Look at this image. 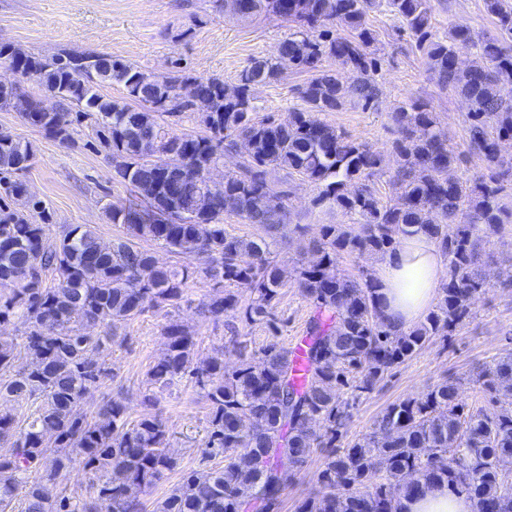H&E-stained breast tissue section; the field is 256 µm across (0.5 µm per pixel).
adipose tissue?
Instances as JSON below:
<instances>
[{
  "instance_id": "1",
  "label": "adipose tissue",
  "mask_w": 512,
  "mask_h": 512,
  "mask_svg": "<svg viewBox=\"0 0 512 512\" xmlns=\"http://www.w3.org/2000/svg\"><path fill=\"white\" fill-rule=\"evenodd\" d=\"M444 255L431 238L405 239L395 256L381 261L374 274L385 298L384 313L401 329L415 325L434 303ZM403 512H473L467 496L442 485L403 502Z\"/></svg>"
}]
</instances>
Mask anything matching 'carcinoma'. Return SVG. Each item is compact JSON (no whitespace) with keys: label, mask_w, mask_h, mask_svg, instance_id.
<instances>
[{"label":"carcinoma","mask_w":512,"mask_h":512,"mask_svg":"<svg viewBox=\"0 0 512 512\" xmlns=\"http://www.w3.org/2000/svg\"><path fill=\"white\" fill-rule=\"evenodd\" d=\"M212 2L240 19L265 13L289 24L274 52L242 70L234 97L226 96L224 79L192 74L178 61L152 80L108 54L64 49L50 57L0 44V63L13 66L21 81H36L41 95L56 96L53 110L34 105L19 113L21 120L62 145L75 144L77 127L89 123L112 179L137 193L125 207H108L112 223L127 230L111 249L90 224H74L53 239L52 211L27 197L18 178L32 164V144L0 137V399L29 404L21 422L0 412V439L13 440L12 453L0 456V512H12L18 496L22 512H144L138 492L178 467L168 431L151 409L157 391L184 378L205 392L206 447L225 454V463L184 474L154 512H273L292 469L314 448L329 449L317 474L320 491L298 512H401V500L440 483L467 494L475 512H512V475L499 466L512 459V351L483 375L480 405L465 408L457 384L446 381L421 399L390 405L373 432L336 447L352 405L468 316L471 299L486 287L482 269L493 260L483 234L512 222L505 203L512 157L501 150L512 140V0H484L498 35L482 40L467 28L433 37L432 0ZM380 8L416 36L438 86L468 104V147L484 167L479 175H457L460 158L435 113L411 100L389 115L398 194L390 205L371 186L383 171V155L314 117L354 99L366 106L377 100L378 34L368 19ZM471 47L475 57L459 61ZM285 57L311 74L299 88L305 107L257 121L253 88L279 80ZM185 83L196 85L197 98H180ZM112 84L122 87L124 100L101 93ZM19 106L15 89L1 85L0 109ZM185 117L203 133L178 129ZM243 139L248 158L222 183L209 182L208 170ZM271 170L318 185L314 204L354 217L352 224L321 225L309 240L316 263L294 269L297 288L315 307L303 382L295 378L296 354L277 342L257 359L246 337L233 336L234 367L224 363L222 348L197 361L194 332L170 320L163 326L165 350L146 374L141 404L149 412L130 425L124 402L111 399L92 420L81 416L88 389L110 374L95 359L107 337L86 334V324L115 331L147 301L178 309L188 302V280L198 275L213 282L214 293L201 304L213 322L237 308L247 324L273 321L284 286L276 257L288 193L271 188ZM226 214L258 225L262 235L247 239L227 231ZM419 234L444 252L445 282L425 319L398 331L382 314L379 282L341 275L337 266L345 254L390 256ZM143 241L163 245L184 264H158ZM200 253L210 263L199 270L190 260ZM49 271L51 287L45 285ZM226 284L249 293L247 304L222 290ZM18 314L30 323L21 342L2 330ZM76 463L92 474L88 495L78 500L53 483Z\"/></svg>","instance_id":"obj_1"}]
</instances>
